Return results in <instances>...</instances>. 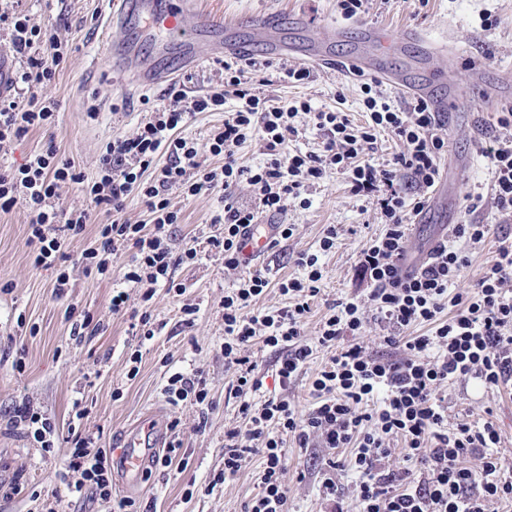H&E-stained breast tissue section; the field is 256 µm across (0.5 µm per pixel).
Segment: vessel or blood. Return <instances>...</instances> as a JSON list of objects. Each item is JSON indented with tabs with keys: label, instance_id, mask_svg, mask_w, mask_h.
<instances>
[{
	"label": "vessel or blood",
	"instance_id": "b4317fda",
	"mask_svg": "<svg viewBox=\"0 0 512 512\" xmlns=\"http://www.w3.org/2000/svg\"><path fill=\"white\" fill-rule=\"evenodd\" d=\"M117 22L126 24L131 20L143 21L147 26L164 29L170 32L180 31L182 22L189 13H197L198 0H119ZM248 39L238 35L237 20L204 18L199 22L196 34L181 41L175 63L160 65L155 60L139 57L135 46H127L119 50H109L113 71L124 70L129 61H137L138 73L134 78L136 86L148 89L174 78L187 68H197L213 55H231L239 58H249L253 55L255 46H264L268 56H288L315 68H331L342 66L349 71L380 70L379 54L389 52L390 39L379 30H365V43L378 48V55L363 51L355 52L343 59H336L329 42L313 44L309 49L301 50L288 46L282 36V18L279 14H268L249 23ZM385 77L397 89L422 97H432L427 86L410 82L403 74L389 71ZM433 107L439 117L449 114L448 103L444 98L432 97ZM276 234V227L263 224L251 230L242 240V253L246 261H253L262 255ZM162 429L161 424L153 419L146 420L142 431L131 432L120 448L114 449L113 456L119 462L126 485H137L148 463V450L142 439L143 434L157 433Z\"/></svg>",
	"mask_w": 512,
	"mask_h": 512
}]
</instances>
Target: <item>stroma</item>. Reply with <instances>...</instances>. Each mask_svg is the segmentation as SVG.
<instances>
[{
    "label": "stroma",
    "mask_w": 512,
    "mask_h": 512,
    "mask_svg": "<svg viewBox=\"0 0 512 512\" xmlns=\"http://www.w3.org/2000/svg\"><path fill=\"white\" fill-rule=\"evenodd\" d=\"M202 13L215 18H252L271 12L302 11L315 22L309 35L326 37L334 27H343L334 50L351 53L365 28L381 29L401 37L405 28L421 29L436 56L432 68L452 77V86H437L436 94L454 93L461 101L447 127L448 152L440 162V173L448 179L446 201L432 209L428 223L413 226L410 251L422 255L440 236L443 228L461 222L490 224L494 234L485 243H461L468 258L466 279H473L493 264L497 240L512 235V216L493 206L491 166L482 154L489 141L512 140V128L494 126V114L505 95L498 86L500 74L512 72V0H370L365 14L344 19L336 0H201ZM24 7L32 23L60 22L62 36L72 39L74 52L60 69L55 81L44 90L61 104L58 121L50 130L31 133L24 141L7 147L5 161L20 164L35 150L55 144L61 154L74 160L86 176H95L99 155L113 135L133 133L144 116L146 102H161L165 86L142 92L134 88L127 72L104 79L109 61L100 53L104 38L113 46L128 41L141 42L144 53L155 54L157 42L145 39L141 23L130 22L124 30L107 32L105 22L111 10L109 0H26ZM496 22L484 29V19ZM361 77L341 69L312 70L307 83L284 81L278 66L258 72L257 92L274 105L295 100L309 101L313 111L336 110L349 115L355 124L366 121ZM312 111V113H313ZM312 113L299 114L297 136L289 149L311 151L322 141ZM483 193L482 209L466 211V196ZM309 206L289 204L277 216L260 215V223L292 224L293 237L265 251L254 261L272 282L257 299L258 311L286 306L287 299L274 283L302 274L299 254L315 252L327 225H337L335 249L322 255L321 291L304 323L306 336L315 337L329 304L364 295L367 282L358 279L355 269L366 241L384 230L375 198L354 194L346 177L329 171L307 191ZM171 204L180 210L182 221L173 225L168 245L173 253L200 246L198 260L180 266L175 279L186 291L175 295L159 289L150 302H142L139 292H131L130 305L151 314L153 339L133 335L128 321L113 318L108 301L119 276L100 278L74 269L71 287L64 298L53 293L51 272L33 268L27 245L29 217L25 209L0 212V482H16L23 494L0 498V512H27L29 492L56 491L61 512H113L110 502H71L57 477L68 447H60L51 459L41 458L22 434L11 428L3 411L21 400L30 401L44 414L55 418L60 428L70 423L74 401H81L86 414L83 432L97 437L106 448L119 447L123 436L142 416L156 413L168 432L167 440L181 448L169 467H151L139 488L130 497L150 505L152 512H243L258 491L260 456H251L236 479L226 486L207 491L211 475L224 468V431L245 426L241 401L229 397L234 383V367L224 361V321L221 304L226 293L236 288L246 269L228 271L224 254L206 245L218 228L210 222L222 204L217 195L187 198L171 191ZM197 309L193 323H185L181 308ZM89 312L100 329L81 344L69 340L71 322L68 308ZM140 353L142 362L135 379H128L127 361ZM22 370H14V359ZM201 370L207 379L213 407L207 414L196 408L169 405L163 395L167 377L177 371ZM448 422H493L500 433L499 450L512 467V387L481 389L462 382L448 385ZM324 449L298 447L288 440L286 447L288 512H324L320 492L318 457Z\"/></svg>",
    "instance_id": "stroma-1"
}]
</instances>
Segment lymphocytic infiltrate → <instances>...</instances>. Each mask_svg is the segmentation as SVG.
<instances>
[{
    "label": "lymphocytic infiltrate",
    "mask_w": 512,
    "mask_h": 512,
    "mask_svg": "<svg viewBox=\"0 0 512 512\" xmlns=\"http://www.w3.org/2000/svg\"><path fill=\"white\" fill-rule=\"evenodd\" d=\"M0 29L7 31L19 58L17 93L0 98L1 148L31 131L55 126L60 104L43 90L55 80L73 44L61 38L57 26L31 23L20 0H0ZM223 67L221 85L205 94H188L181 82L170 85L162 103L147 107L136 132L113 136L107 143L94 177H86L53 144L30 153L20 165L0 163V212L18 206L27 211L34 268L53 270L54 293L63 296L70 286L64 241L81 236L94 212L103 213L107 221L79 262L87 275L108 277L113 260L128 255L124 285L113 290L109 302L111 314L122 317L129 312V289H137L146 302L161 287L183 294L174 271L198 258L197 248L176 255L168 246L170 227L181 221L170 202L172 190L186 197L222 193L223 209L211 218L222 230L210 242L223 250L225 269L236 270L243 265L242 236L260 214L282 213L327 170L340 171L354 193L376 197L385 224L383 233L359 253L358 273L370 289L365 298L330 305L316 338H307L304 319L323 279L320 257L335 248L338 237L330 224L318 252L299 255L302 276L274 284L289 297L288 306L252 312V303L273 285L259 271L241 278L225 295L224 361L238 371L231 391L243 400L247 424L225 430L224 468L213 476L212 485L229 484L248 457L261 455L258 491L244 512H285V446L292 439L305 449H349L348 459L333 455L322 462L320 489L329 512H488L490 502L512 500V468L498 451L496 426L489 421L449 424L441 393L457 381L512 385V238L500 239L494 264L465 289L458 282L468 260L457 244L482 243L491 225H452L449 240L433 248L421 271L410 277L401 273L409 220L424 209L447 150L437 113L417 98L407 107H396L367 83L362 87L367 120L357 126L346 113H316L306 101L270 104L252 87L260 70L256 61L230 57ZM228 93L239 105L222 126L211 130L205 146L181 136V128L196 113L223 111ZM308 111L323 133L320 148L286 152L289 138L298 133L296 118ZM383 132L396 136L404 149L382 169L372 154ZM252 135L259 137L266 156L254 167L241 165L236 157L238 147ZM204 148L221 158V165L203 166L199 154ZM484 155L492 167L495 208L512 216V141L489 142ZM405 177L418 188L410 198L399 187ZM242 181L254 193L253 204L240 203L231 193ZM73 187L87 199L86 207H62L63 190ZM133 196L144 203L148 223L126 217V203ZM372 321L385 328L383 341L399 351V358L374 356L360 344ZM415 325L429 326V334L409 335ZM258 338L278 354L275 378L283 389L309 363L315 346L333 349L310 384L314 403L307 412H299L282 395L268 397L257 408L245 403V396L262 386L255 362L245 353ZM163 393L175 407L189 403L205 411L212 406L199 370L170 374ZM7 416L14 429L40 448L42 457H51L60 442L70 443L60 480L72 498H111V449L97 446L76 423L60 431L54 419L27 402L15 404ZM394 437L403 440L402 451L391 448ZM338 471L354 479L353 498L340 491L334 479Z\"/></svg>",
    "instance_id": "f902f5d3"
}]
</instances>
